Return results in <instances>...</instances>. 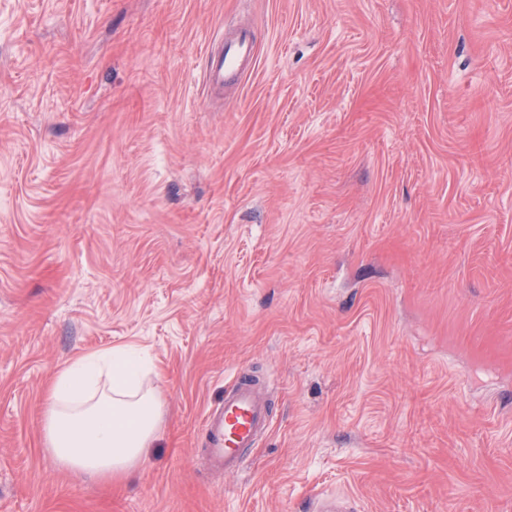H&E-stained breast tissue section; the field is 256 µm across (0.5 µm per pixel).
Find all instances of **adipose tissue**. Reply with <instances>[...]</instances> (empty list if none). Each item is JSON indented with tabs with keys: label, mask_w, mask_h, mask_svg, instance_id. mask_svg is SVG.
<instances>
[{
	"label": "adipose tissue",
	"mask_w": 512,
	"mask_h": 512,
	"mask_svg": "<svg viewBox=\"0 0 512 512\" xmlns=\"http://www.w3.org/2000/svg\"><path fill=\"white\" fill-rule=\"evenodd\" d=\"M145 358L116 347L76 359L56 376L45 414V446L68 470L109 480L130 476L157 438L162 403L145 386Z\"/></svg>",
	"instance_id": "obj_1"
}]
</instances>
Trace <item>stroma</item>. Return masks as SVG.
<instances>
[{
	"mask_svg": "<svg viewBox=\"0 0 512 512\" xmlns=\"http://www.w3.org/2000/svg\"><path fill=\"white\" fill-rule=\"evenodd\" d=\"M127 345L147 463L61 468L55 377ZM508 345L512 0H0V512H512ZM236 371L273 424L227 475ZM256 41L248 26H239L227 32L224 40L207 55L205 83L210 88H224L236 84L257 64Z\"/></svg>",
	"mask_w": 512,
	"mask_h": 512,
	"instance_id": "obj_1",
	"label": "stroma"
}]
</instances>
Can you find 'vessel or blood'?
<instances>
[{"label": "vessel or blood", "mask_w": 512, "mask_h": 512, "mask_svg": "<svg viewBox=\"0 0 512 512\" xmlns=\"http://www.w3.org/2000/svg\"><path fill=\"white\" fill-rule=\"evenodd\" d=\"M256 41L250 27L240 26L228 32L207 55L205 83L223 88L241 82L257 64ZM271 418L266 400L247 375H236L224 399L204 415L209 432L207 454L211 465L225 473L240 471L247 449L256 447L267 433Z\"/></svg>", "instance_id": "vessel-or-blood-1"}]
</instances>
